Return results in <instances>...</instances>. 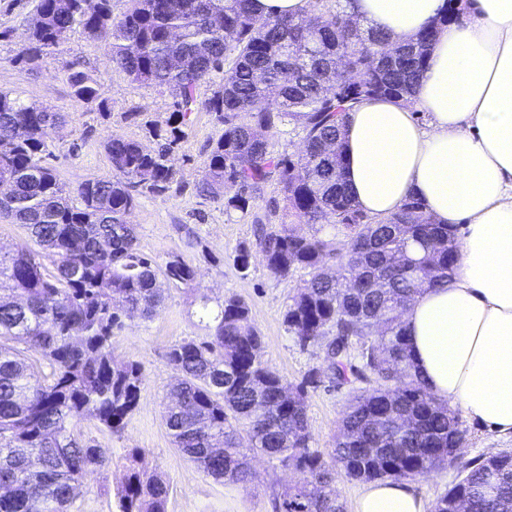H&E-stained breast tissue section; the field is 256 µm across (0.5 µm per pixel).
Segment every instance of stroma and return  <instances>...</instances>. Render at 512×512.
Segmentation results:
<instances>
[{
  "mask_svg": "<svg viewBox=\"0 0 512 512\" xmlns=\"http://www.w3.org/2000/svg\"><path fill=\"white\" fill-rule=\"evenodd\" d=\"M34 6V0H0V90L65 114V125L51 130L46 138L50 151L46 162L59 181L73 189L86 180L111 176L104 149L108 139L116 136L155 148L147 129L167 130L174 95L170 89L132 81L108 64L106 42L78 32L70 33L37 65L19 62ZM74 64L95 80L100 99L111 108L110 116L72 95L67 76ZM222 132L214 114L196 113L170 156L177 184L163 195H138L127 217L138 228V247L144 255L161 262L181 255L195 266L197 279L191 287L167 284L166 299L153 319H126L124 329L113 338L117 362L135 361L143 368L139 405L117 432L94 422L83 423L85 439L100 449L108 464L86 476L75 512H119L117 493L132 467L169 479L166 512H273L274 496L295 478L292 471L257 456L251 460L253 480L247 486L215 482L174 448L163 420V403L176 378L166 354L183 339L207 335L198 315L204 297L216 302L234 294L247 302L251 320L263 337L262 359L288 383L299 384L309 371L328 368L318 349L300 348L283 324L289 298L306 279V272L277 279L269 274L261 255L253 256L245 272L233 261L238 245L254 244L255 217L264 215L268 201L280 199L277 181L265 184L247 215L225 212L223 202L197 191L207 173L210 147ZM358 385L354 379L335 388L325 381L308 386L312 448L330 454L348 395ZM459 421L466 432L460 451L463 460L512 452L511 435L491 431L464 415Z\"/></svg>",
  "mask_w": 512,
  "mask_h": 512,
  "instance_id": "stroma-1",
  "label": "stroma"
}]
</instances>
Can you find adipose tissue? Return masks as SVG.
Segmentation results:
<instances>
[{
	"instance_id": "ef3b65f1",
	"label": "adipose tissue",
	"mask_w": 512,
	"mask_h": 512,
	"mask_svg": "<svg viewBox=\"0 0 512 512\" xmlns=\"http://www.w3.org/2000/svg\"><path fill=\"white\" fill-rule=\"evenodd\" d=\"M365 25L404 41L446 0H352ZM341 150L361 209L382 219L409 196L462 227L451 283L416 297L403 321L425 385L491 430L512 434V0H471L441 24L412 102L367 98ZM405 483H372L355 512H427Z\"/></svg>"
}]
</instances>
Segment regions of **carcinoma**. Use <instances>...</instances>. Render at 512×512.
Returning <instances> with one entry per match:
<instances>
[{
    "label": "carcinoma",
    "mask_w": 512,
    "mask_h": 512,
    "mask_svg": "<svg viewBox=\"0 0 512 512\" xmlns=\"http://www.w3.org/2000/svg\"><path fill=\"white\" fill-rule=\"evenodd\" d=\"M456 19L451 3L448 16L399 43L322 0H309L297 17L258 15L252 0H131L119 19L110 0H36L20 60L37 63L75 29L103 39L109 64L173 89L174 127L166 135L148 128L153 150L107 141L112 176L69 191L45 162L47 131L63 114L0 90V180L12 186L0 195V215L25 225L39 247L0 250V512H73L86 473L107 464L79 424L95 419L118 431L138 405L142 367L117 364L112 338L122 318L154 316L164 300L160 280L190 286L196 273L181 256L159 263L142 254L127 215L138 194L177 183L168 155L199 110L224 127L201 193L246 214L269 179L281 185L283 206L270 209L279 222L256 219L254 247L238 246L235 264L248 270L256 249L276 278L307 271L284 314L288 334L323 352L329 382L352 375L372 386L349 398L325 458L310 446L305 386L291 387L261 360L246 301L229 295L212 307L204 296L209 334L167 353L177 378L164 420L183 457L218 483H247L251 453L296 471L274 512H346L338 469L372 482L445 466L459 479L433 512L512 507V453L459 458L465 432L423 383L402 321L424 289L451 281L456 230L435 223L416 196L369 221L340 150L346 115L364 98L411 101L438 26ZM68 82L76 98L107 108L87 72L70 70ZM204 84L212 92L201 100ZM287 125L303 134L300 150L276 154L270 138ZM297 222L310 232H298ZM46 258L57 274L44 273ZM21 344L42 352L49 374L27 362ZM169 493V481L131 470L120 512H166Z\"/></svg>",
    "instance_id": "obj_1"
}]
</instances>
